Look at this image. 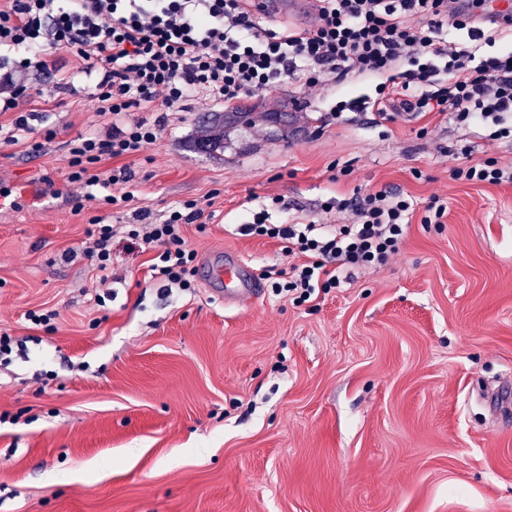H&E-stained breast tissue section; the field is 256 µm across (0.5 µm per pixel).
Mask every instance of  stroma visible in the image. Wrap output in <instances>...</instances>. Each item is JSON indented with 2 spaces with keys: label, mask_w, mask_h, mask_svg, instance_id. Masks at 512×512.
<instances>
[{
  "label": "stroma",
  "mask_w": 512,
  "mask_h": 512,
  "mask_svg": "<svg viewBox=\"0 0 512 512\" xmlns=\"http://www.w3.org/2000/svg\"><path fill=\"white\" fill-rule=\"evenodd\" d=\"M45 61L26 78L42 150L0 144V334L24 346L0 365V512H512V421L473 391L512 374V185L451 175L464 149L512 163V141L448 115L339 122L335 88L280 84L241 101L243 123H203L220 103L169 113L145 155L101 164L129 169V205L78 212L66 144L112 117L79 60ZM215 132L223 149L197 153ZM358 190L410 195L416 220L386 267L301 305L267 285L228 307L197 274L165 291L121 236L108 281L81 256L92 216L210 197L185 228L198 262L284 269L242 224H341L321 205ZM434 196L444 221L422 223ZM44 310L55 331L30 321Z\"/></svg>",
  "instance_id": "obj_1"
}]
</instances>
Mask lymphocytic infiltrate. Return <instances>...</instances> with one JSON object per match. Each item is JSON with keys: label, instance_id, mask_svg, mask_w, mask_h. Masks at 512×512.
Returning a JSON list of instances; mask_svg holds the SVG:
<instances>
[{"label": "lymphocytic infiltrate", "instance_id": "obj_1", "mask_svg": "<svg viewBox=\"0 0 512 512\" xmlns=\"http://www.w3.org/2000/svg\"><path fill=\"white\" fill-rule=\"evenodd\" d=\"M309 28L263 23L251 0H0V62L11 65L0 112V141L14 144L29 130L19 105L26 84L13 74L43 55L63 52L83 63L93 81L88 98L98 114L121 117L132 108L182 111L187 100L232 102L275 83L302 88L344 84L350 77L377 80L381 101L422 118L451 114L456 123L491 127V139L512 137V50L476 54L459 47L455 34L499 36L485 19L487 0H312ZM160 123L113 127L68 145V180L87 199L111 206L131 202V176L105 173L106 159L143 154L161 135ZM324 210L349 212L348 223L271 224L265 212L243 225L245 234L281 240L291 260L279 294L308 301L330 291L354 270L386 266L398 253L414 213L410 199L386 190L329 199ZM201 201L173 206L160 222L140 214L126 237L155 251L152 276L165 290H190L197 252L184 228L201 223ZM83 256L101 275L112 270L115 225L93 216Z\"/></svg>", "mask_w": 512, "mask_h": 512}]
</instances>
